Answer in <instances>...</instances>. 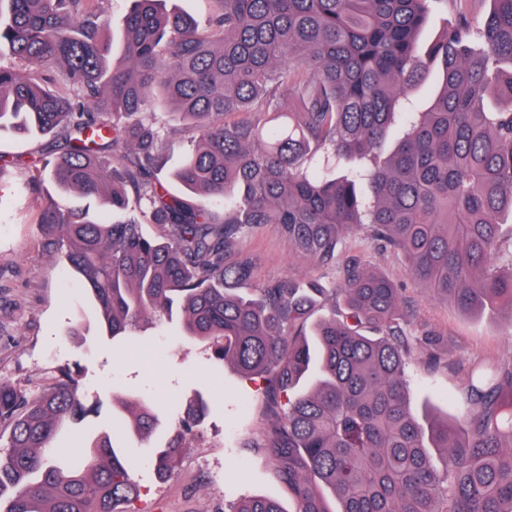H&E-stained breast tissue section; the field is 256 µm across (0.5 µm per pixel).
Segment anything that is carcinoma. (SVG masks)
Returning <instances> with one entry per match:
<instances>
[{
	"label": "carcinoma",
	"instance_id": "1",
	"mask_svg": "<svg viewBox=\"0 0 512 512\" xmlns=\"http://www.w3.org/2000/svg\"><path fill=\"white\" fill-rule=\"evenodd\" d=\"M165 2L133 0L116 55L107 0H0V130L56 137L38 182L105 206H39L98 335L176 310L217 364L263 381L254 447L296 512H333L328 492L338 512H512L511 364L472 370L464 416L422 422L391 280L351 258L336 288L292 276L248 288L249 263L225 261L260 224L319 264L366 228L430 295L512 320V0H490L480 28L446 23L424 52L419 31L443 0H212L202 24ZM433 77V100L412 99ZM165 107L195 131L171 170L151 119ZM316 150L336 170H314ZM112 405L141 437L158 424L145 401ZM207 410L187 399L150 458L160 476ZM96 412L69 368L35 396L0 380L12 448L0 512H125L140 487L109 437L66 463L55 453L60 425ZM226 512L282 509L251 497Z\"/></svg>",
	"mask_w": 512,
	"mask_h": 512
}]
</instances>
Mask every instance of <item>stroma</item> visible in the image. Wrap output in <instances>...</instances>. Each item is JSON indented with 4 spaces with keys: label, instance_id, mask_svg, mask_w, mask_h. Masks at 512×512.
Returning <instances> with one entry per match:
<instances>
[{
    "label": "stroma",
    "instance_id": "stroma-1",
    "mask_svg": "<svg viewBox=\"0 0 512 512\" xmlns=\"http://www.w3.org/2000/svg\"><path fill=\"white\" fill-rule=\"evenodd\" d=\"M487 8L486 0H448L432 14L421 48H428L458 12H466L474 23ZM41 147L18 135H0V157L7 162L0 171V380L34 395L60 368L81 369L88 400L99 407L85 431L111 435L140 485L131 512H223L226 503L243 494L274 498L283 512H295L287 485L254 448L267 424L260 381L242 377L230 365L216 370L206 344L178 336L176 321L165 318L142 322L121 346L93 335L81 345L68 337L80 318L94 319L95 308L84 291L63 284L38 224L35 196L26 185ZM352 256L399 288L415 346L437 345L436 362L419 358L408 365L414 409L459 417L467 407L471 370L512 361L511 320L466 314L430 297L409 277L403 255L363 231L346 239L335 263L320 265L293 254L275 225L264 224L245 234L227 259L250 262L254 288L288 274L318 279L331 288L342 282L344 262ZM197 391L210 404L203 434L183 450L172 476L160 480L149 462L151 450ZM116 392L158 404L162 424L148 439L113 423Z\"/></svg>",
    "mask_w": 512,
    "mask_h": 512
}]
</instances>
